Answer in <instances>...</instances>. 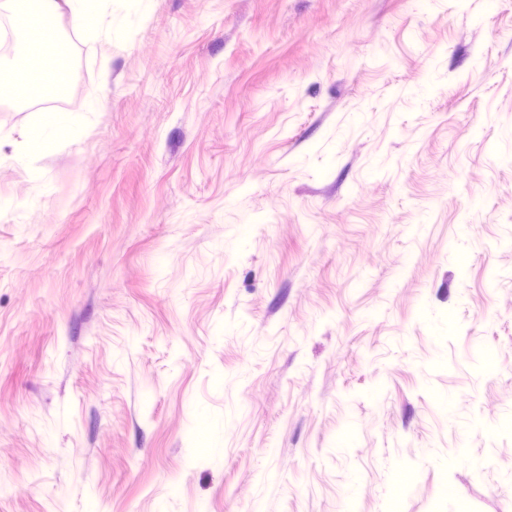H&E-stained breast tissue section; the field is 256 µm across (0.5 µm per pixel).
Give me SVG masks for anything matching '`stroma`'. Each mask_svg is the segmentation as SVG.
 <instances>
[{
	"mask_svg": "<svg viewBox=\"0 0 512 512\" xmlns=\"http://www.w3.org/2000/svg\"><path fill=\"white\" fill-rule=\"evenodd\" d=\"M5 16L0 512H512V0ZM78 1L79 3L73 4L72 2ZM98 0H63L62 3L71 8V20L77 28H90L96 27L99 36L104 41L112 39V17L106 19L102 14H99L94 4Z\"/></svg>",
	"mask_w": 512,
	"mask_h": 512,
	"instance_id": "obj_1",
	"label": "stroma"
}]
</instances>
